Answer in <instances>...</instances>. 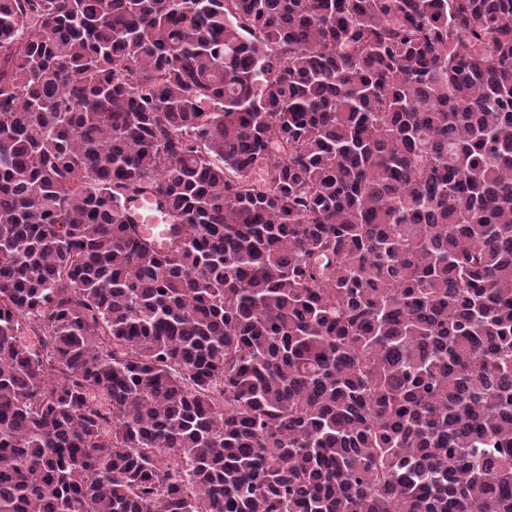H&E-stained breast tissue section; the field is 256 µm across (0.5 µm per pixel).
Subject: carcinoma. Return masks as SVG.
<instances>
[{"mask_svg":"<svg viewBox=\"0 0 512 512\" xmlns=\"http://www.w3.org/2000/svg\"><path fill=\"white\" fill-rule=\"evenodd\" d=\"M0 512H512V0H0ZM143 207L147 209L145 217L143 214L145 211H139L140 223H144L141 224L143 233L153 241H162L164 238L170 237V225L161 224L163 220L153 212V207L146 205Z\"/></svg>","mask_w":512,"mask_h":512,"instance_id":"cac0c4a2","label":"carcinoma"}]
</instances>
